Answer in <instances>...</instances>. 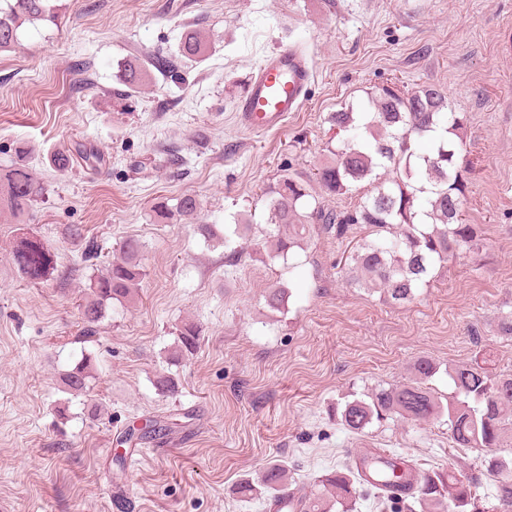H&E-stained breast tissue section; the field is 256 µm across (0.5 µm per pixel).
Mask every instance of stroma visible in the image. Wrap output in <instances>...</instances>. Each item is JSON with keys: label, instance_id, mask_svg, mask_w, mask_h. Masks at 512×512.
<instances>
[{"label": "stroma", "instance_id": "1", "mask_svg": "<svg viewBox=\"0 0 512 512\" xmlns=\"http://www.w3.org/2000/svg\"><path fill=\"white\" fill-rule=\"evenodd\" d=\"M60 2L57 24L24 26L19 46L0 52V166L24 156L47 188L24 220L0 208V512H118V492L128 512H267L235 488L268 463L310 487L371 448L479 472V453L454 447L447 424L352 433L336 408L410 382L420 358L437 366L430 384L442 395L453 365L483 359L512 374V56L500 49L512 0ZM187 27L208 36L209 54L184 62L182 81L158 75L124 96L121 62L174 56ZM288 43L314 63L307 101L282 128L250 133L236 104L253 68ZM84 62L89 90L74 72ZM392 83L439 86L466 117L462 209L482 235L479 250L436 265L402 304L347 281L362 227L339 239L312 225L288 261L259 247L269 186L286 173L313 178L341 137L331 114ZM78 142L104 155L101 170L54 168L53 155ZM185 195L206 223L247 219L234 259L196 225L151 219L155 198ZM72 225L81 238L66 235ZM25 234L58 253L65 282H26L12 255ZM128 237L145 245L139 297L86 337L85 247L112 255ZM274 284L292 289L281 312L265 302ZM186 321L200 327L199 346L173 365ZM86 356L89 390H64L62 374ZM167 375L175 388L163 393L156 381ZM149 419L167 432L135 440L116 463L117 437Z\"/></svg>", "mask_w": 512, "mask_h": 512}]
</instances>
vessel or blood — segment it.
<instances>
[{"label":"vessel or blood","instance_id":"1","mask_svg":"<svg viewBox=\"0 0 512 512\" xmlns=\"http://www.w3.org/2000/svg\"><path fill=\"white\" fill-rule=\"evenodd\" d=\"M313 78L312 61L299 46H279L251 73L237 106L239 124L255 134L281 127L290 113L302 110Z\"/></svg>","mask_w":512,"mask_h":512}]
</instances>
